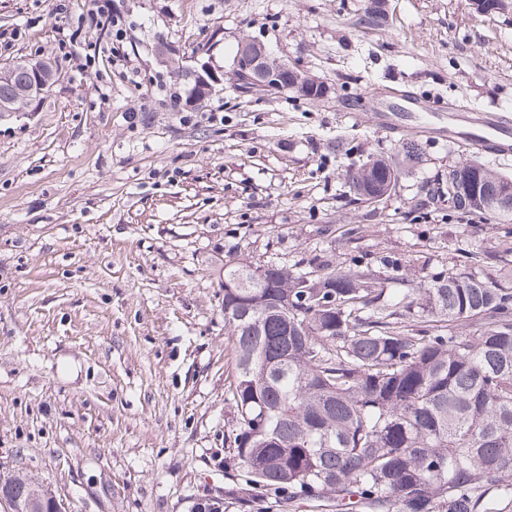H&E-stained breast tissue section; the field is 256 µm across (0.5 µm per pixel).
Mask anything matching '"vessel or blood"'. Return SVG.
Segmentation results:
<instances>
[{
  "label": "vessel or blood",
  "instance_id": "obj_1",
  "mask_svg": "<svg viewBox=\"0 0 512 512\" xmlns=\"http://www.w3.org/2000/svg\"><path fill=\"white\" fill-rule=\"evenodd\" d=\"M466 132L449 130V142L464 141L476 154L508 156L512 154V113L499 110L495 112H472Z\"/></svg>",
  "mask_w": 512,
  "mask_h": 512
}]
</instances>
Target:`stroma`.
Segmentation results:
<instances>
[{"mask_svg": "<svg viewBox=\"0 0 512 512\" xmlns=\"http://www.w3.org/2000/svg\"><path fill=\"white\" fill-rule=\"evenodd\" d=\"M0 0V66H59L51 90L0 117V473L50 486L67 512H190L224 492V263L291 265L321 254L417 284L457 266L512 265V224L461 215L442 193L469 151L408 109L409 131L359 122L392 90L512 111V8L389 0H112L125 34L85 66L69 35L90 0ZM323 82L327 99L239 93L242 39ZM219 78L197 117L172 107L173 73ZM221 111L216 122L207 113ZM415 142L394 196L351 203L342 174ZM478 244L481 260L468 258Z\"/></svg>", "mask_w": 512, "mask_h": 512, "instance_id": "obj_1", "label": "stroma"}]
</instances>
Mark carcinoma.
Returning a JSON list of instances; mask_svg holds the SVG:
<instances>
[{
	"instance_id": "carcinoma-1",
	"label": "carcinoma",
	"mask_w": 512,
	"mask_h": 512,
	"mask_svg": "<svg viewBox=\"0 0 512 512\" xmlns=\"http://www.w3.org/2000/svg\"><path fill=\"white\" fill-rule=\"evenodd\" d=\"M387 0H367L362 23L387 22ZM275 91L316 102L329 88L283 81ZM418 148L370 154L346 173L356 202L369 187L397 186ZM475 186L504 175L475 160ZM466 216L512 221V199ZM267 281L251 265L224 263L225 401L236 409L228 436L224 496L235 507L306 503L315 512H512V272L460 268L412 288H386L358 266L315 255L300 267L271 261ZM266 298L243 320L239 294ZM318 300L300 306L301 296Z\"/></svg>"
}]
</instances>
